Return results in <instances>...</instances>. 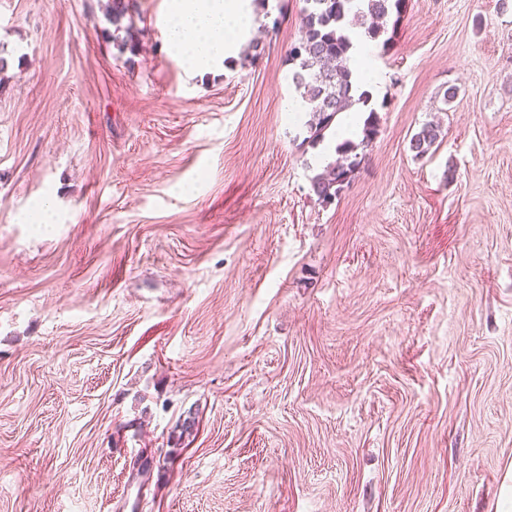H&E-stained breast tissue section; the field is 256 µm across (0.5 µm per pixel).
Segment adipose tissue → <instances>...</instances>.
Segmentation results:
<instances>
[{"instance_id":"1","label":"adipose tissue","mask_w":512,"mask_h":512,"mask_svg":"<svg viewBox=\"0 0 512 512\" xmlns=\"http://www.w3.org/2000/svg\"><path fill=\"white\" fill-rule=\"evenodd\" d=\"M251 0H169V52L190 69L204 74L236 58L250 32Z\"/></svg>"}]
</instances>
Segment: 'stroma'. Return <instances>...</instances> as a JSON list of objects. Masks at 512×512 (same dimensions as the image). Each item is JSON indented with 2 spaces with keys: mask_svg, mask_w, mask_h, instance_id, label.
<instances>
[{
  "mask_svg": "<svg viewBox=\"0 0 512 512\" xmlns=\"http://www.w3.org/2000/svg\"><path fill=\"white\" fill-rule=\"evenodd\" d=\"M129 2L0 0V512H512V0H407L329 204L304 0L204 76ZM127 0H110L106 12L107 19L115 27L117 32L116 36L112 35V41L116 45L119 53L129 52L131 55H136L139 51V43L132 29V24L124 25V20L128 14ZM124 31L125 35L119 37V32ZM378 127L376 111L370 110L369 118L364 123L363 137L360 143L354 144L351 141H346L339 149L347 155L354 153L350 162L346 166L327 165L321 173L312 179V190L320 202L327 204L341 194L344 186L349 183L352 173L362 161L363 156L360 157L357 150L361 148L363 151L372 143L378 134ZM442 135L441 127L433 123L422 125L420 130L409 140V150L414 158L425 157Z\"/></svg>",
  "mask_w": 512,
  "mask_h": 512,
  "instance_id": "1",
  "label": "stroma"
}]
</instances>
